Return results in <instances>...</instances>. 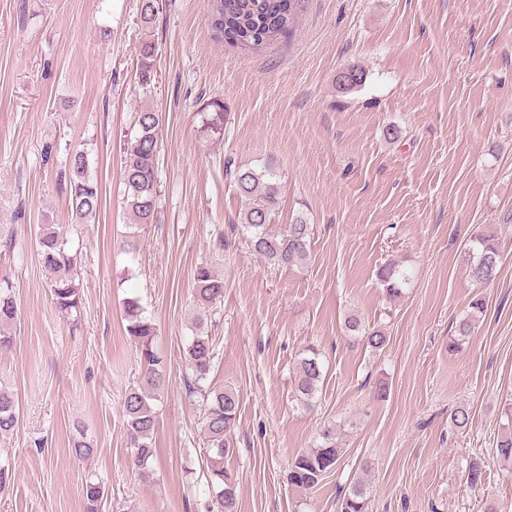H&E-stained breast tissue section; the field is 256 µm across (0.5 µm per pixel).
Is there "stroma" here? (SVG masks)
<instances>
[{
    "label": "stroma",
    "instance_id": "1",
    "mask_svg": "<svg viewBox=\"0 0 512 512\" xmlns=\"http://www.w3.org/2000/svg\"><path fill=\"white\" fill-rule=\"evenodd\" d=\"M147 40L158 56L145 86ZM349 66L366 81L338 109L336 74ZM214 101L224 107L220 138L201 130ZM145 107L161 115V196L130 256L121 156ZM78 151L101 188L98 220L86 226L73 223L61 178ZM229 161L277 173L272 229L305 214L307 264L274 268L247 248ZM46 224L80 252L76 325L56 311L36 250ZM477 230L501 242L499 274L485 284L465 262ZM10 234L18 246L0 276L15 283L19 314L13 347L0 352V388L13 393L18 423L0 436L14 474L0 512H84L90 475L108 491L99 512H204L202 401L186 393L183 357L202 263L226 283L208 331L219 351L211 383L239 397L224 460L238 512H336L359 478L368 512H512V475L494 453L512 398V0H305L292 40L255 51L212 39L208 0H166L149 29L139 0H0V240ZM390 262L411 283L389 343L377 353L350 346L344 318L378 321L376 273ZM132 296L167 360L143 475L130 468L122 417L140 374L123 318ZM476 296L484 312L449 351ZM309 346L325 377L305 409L292 382ZM460 406L470 414L463 429L450 421ZM79 427L96 444L86 459L71 452ZM327 427L342 455L317 487L298 491L290 464ZM475 461L485 474L473 486Z\"/></svg>",
    "mask_w": 512,
    "mask_h": 512
}]
</instances>
